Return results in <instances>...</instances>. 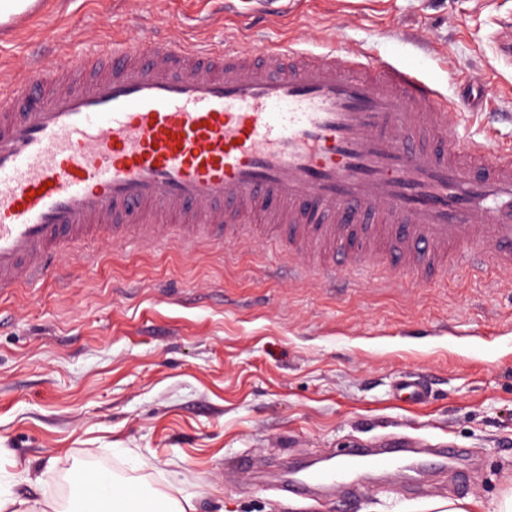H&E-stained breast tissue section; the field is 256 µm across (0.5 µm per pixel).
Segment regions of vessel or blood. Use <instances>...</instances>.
Returning <instances> with one entry per match:
<instances>
[{
	"instance_id": "obj_1",
	"label": "vessel or blood",
	"mask_w": 512,
	"mask_h": 512,
	"mask_svg": "<svg viewBox=\"0 0 512 512\" xmlns=\"http://www.w3.org/2000/svg\"><path fill=\"white\" fill-rule=\"evenodd\" d=\"M451 102L417 72L362 53L113 40L70 69L32 56L0 89V292L44 277L61 243L244 237L246 215L288 228V254L325 282L336 259L419 283L512 269V152L449 138ZM430 390L402 378L398 400ZM392 434L338 465L291 470L282 491L400 471Z\"/></svg>"
}]
</instances>
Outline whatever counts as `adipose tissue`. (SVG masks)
Listing matches in <instances>:
<instances>
[{
  "instance_id": "1",
  "label": "adipose tissue",
  "mask_w": 512,
  "mask_h": 512,
  "mask_svg": "<svg viewBox=\"0 0 512 512\" xmlns=\"http://www.w3.org/2000/svg\"><path fill=\"white\" fill-rule=\"evenodd\" d=\"M70 512H198L193 495L175 488L156 494L145 485L119 481L99 471L86 472Z\"/></svg>"
}]
</instances>
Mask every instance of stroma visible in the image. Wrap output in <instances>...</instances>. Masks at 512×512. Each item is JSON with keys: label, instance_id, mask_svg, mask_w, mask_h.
<instances>
[{"label": "stroma", "instance_id": "35a3bbf8", "mask_svg": "<svg viewBox=\"0 0 512 512\" xmlns=\"http://www.w3.org/2000/svg\"><path fill=\"white\" fill-rule=\"evenodd\" d=\"M37 16L0 30V75L30 55L60 68L107 37L229 41L247 53L301 41L397 61L456 98L484 89V108L453 117L456 133L512 146V59L497 35L512 0H41ZM413 30L409 43L400 30ZM280 240L186 252L141 237L76 248L55 273L0 295V493L67 501L89 467L177 486L200 512H492L512 488V271L460 272L420 284L399 270L376 287L371 263L345 266L349 285L295 281ZM432 396L402 406V376ZM472 449L469 473H405L351 492L289 496L244 457L273 466L333 456L378 434Z\"/></svg>", "mask_w": 512, "mask_h": 512}]
</instances>
